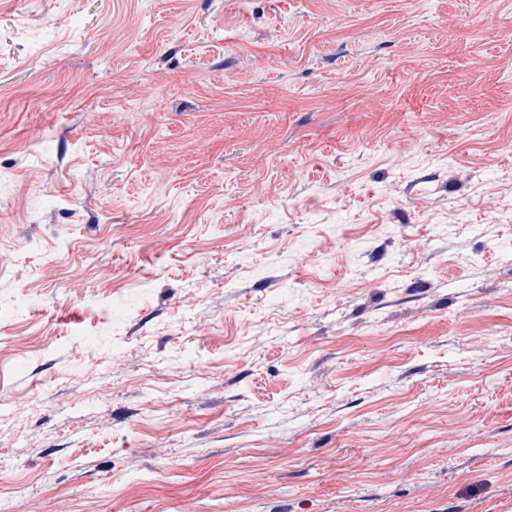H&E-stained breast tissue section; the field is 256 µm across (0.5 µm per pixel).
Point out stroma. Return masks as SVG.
I'll use <instances>...</instances> for the list:
<instances>
[{"label": "stroma", "mask_w": 512, "mask_h": 512, "mask_svg": "<svg viewBox=\"0 0 512 512\" xmlns=\"http://www.w3.org/2000/svg\"><path fill=\"white\" fill-rule=\"evenodd\" d=\"M0 512H512V0H0Z\"/></svg>", "instance_id": "stroma-1"}]
</instances>
